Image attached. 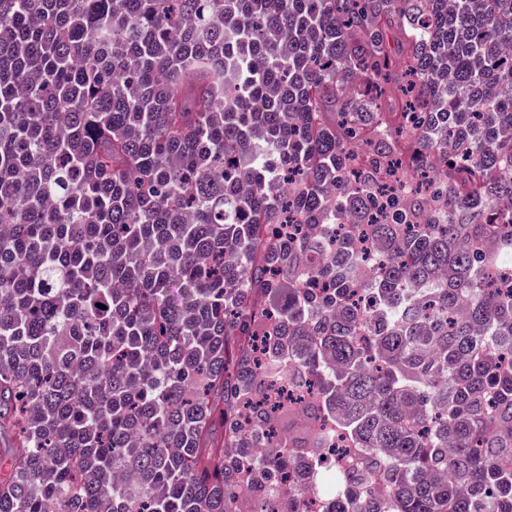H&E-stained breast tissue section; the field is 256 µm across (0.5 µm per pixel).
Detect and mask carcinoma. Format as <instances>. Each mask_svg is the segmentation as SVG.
<instances>
[{
	"mask_svg": "<svg viewBox=\"0 0 512 512\" xmlns=\"http://www.w3.org/2000/svg\"><path fill=\"white\" fill-rule=\"evenodd\" d=\"M509 203L512 0H0V512H512Z\"/></svg>",
	"mask_w": 512,
	"mask_h": 512,
	"instance_id": "cac0c4a2",
	"label": "carcinoma"
}]
</instances>
